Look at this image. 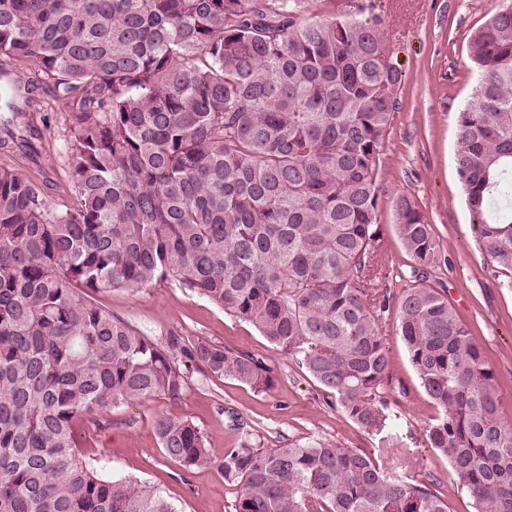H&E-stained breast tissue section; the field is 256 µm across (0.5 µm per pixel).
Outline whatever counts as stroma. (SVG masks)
<instances>
[{
  "label": "stroma",
  "mask_w": 512,
  "mask_h": 512,
  "mask_svg": "<svg viewBox=\"0 0 512 512\" xmlns=\"http://www.w3.org/2000/svg\"><path fill=\"white\" fill-rule=\"evenodd\" d=\"M383 21L384 37L402 69V91L393 125L378 159V222L381 262L388 286L399 292V275L412 260L395 231L393 201L411 197L425 212L438 242L431 284L444 294L498 378L500 411L512 421V278L498 273L479 244L456 171L460 112L473 101L479 71L469 61L471 35L506 0H361ZM36 83L38 75L21 57L0 56V71ZM41 133L39 152L0 151V168L38 186L51 208L63 211L76 200L59 157L68 124L65 108L39 88L26 106ZM95 298L113 315L150 336L173 331L190 343L224 345L262 357L277 374L275 387L258 392L203 368L186 369L180 400L134 402L103 414L89 429L82 454L108 478H135L157 489L178 512H233L234 486L219 468L225 453L246 444L279 448L290 443L331 441L373 449L371 434L350 420L309 376L298 357L270 345L251 323L224 312L185 285L162 281L141 290L106 288ZM381 330L389 342L396 387L385 397L400 415L409 448L411 476L433 479L450 512H475L446 458L428 448L424 428L435 408L420 386L398 336L396 310L384 313ZM171 417L196 424L207 436L208 463L182 467L160 448L155 424Z\"/></svg>",
  "instance_id": "1"
}]
</instances>
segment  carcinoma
I'll list each match as a JSON object with an SVG mask.
<instances>
[{
  "label": "carcinoma",
  "mask_w": 512,
  "mask_h": 512,
  "mask_svg": "<svg viewBox=\"0 0 512 512\" xmlns=\"http://www.w3.org/2000/svg\"><path fill=\"white\" fill-rule=\"evenodd\" d=\"M311 0H0V56L23 57L66 106L62 160L76 205L55 211L0 169V512H178L130 478L80 458L78 421L121 404L183 396L185 362L264 392L254 354L145 335L93 298L175 279L255 325L302 367L377 448L334 442L260 449L219 463L234 512H448L430 484L384 459L403 447L387 412L398 335L437 409L426 441L476 512H512V423L495 372L448 298L430 285L431 224L393 202L411 257L399 294L382 287L379 149L402 69L383 21L306 18ZM482 72L459 113L455 156L484 253L512 275V2L471 37ZM16 81L0 86L15 135ZM155 434L185 468L206 436L163 418Z\"/></svg>",
  "instance_id": "obj_1"
}]
</instances>
